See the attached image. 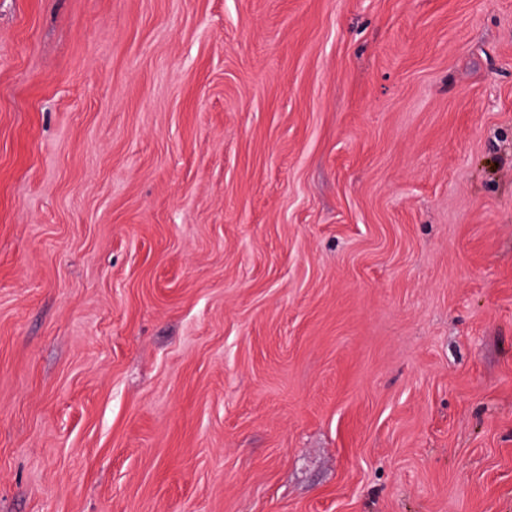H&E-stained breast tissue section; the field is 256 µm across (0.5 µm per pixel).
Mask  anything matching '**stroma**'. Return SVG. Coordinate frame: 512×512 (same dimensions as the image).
Returning <instances> with one entry per match:
<instances>
[{
	"label": "stroma",
	"mask_w": 512,
	"mask_h": 512,
	"mask_svg": "<svg viewBox=\"0 0 512 512\" xmlns=\"http://www.w3.org/2000/svg\"><path fill=\"white\" fill-rule=\"evenodd\" d=\"M0 512H512V0H0Z\"/></svg>",
	"instance_id": "stroma-1"
}]
</instances>
